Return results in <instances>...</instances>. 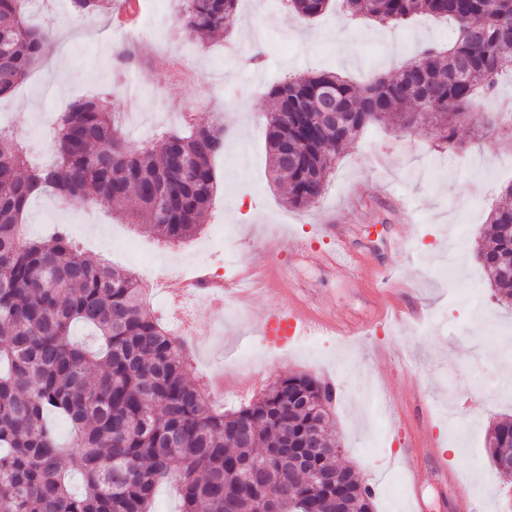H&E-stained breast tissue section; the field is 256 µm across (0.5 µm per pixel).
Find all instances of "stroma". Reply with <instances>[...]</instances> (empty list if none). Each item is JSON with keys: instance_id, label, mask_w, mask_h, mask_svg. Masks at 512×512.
Here are the masks:
<instances>
[{"instance_id": "stroma-1", "label": "stroma", "mask_w": 512, "mask_h": 512, "mask_svg": "<svg viewBox=\"0 0 512 512\" xmlns=\"http://www.w3.org/2000/svg\"><path fill=\"white\" fill-rule=\"evenodd\" d=\"M179 8L178 0H140L141 14L154 19L162 35L152 38L144 62L124 87L108 78L120 38L109 15L79 21L67 6L29 10L31 25L52 28L66 63L38 65L27 83L1 97L0 124L24 142L51 144L54 116L93 86L110 92L112 109L121 114L131 90L139 93L144 112L185 111L196 123L220 127L224 152L214 161L218 191L202 233L183 244H166L93 199L62 206L50 193L31 201L26 233L44 240L62 226L84 251L115 268L140 271L139 283L159 314L164 311L156 288L160 278L221 260L228 243L251 266L261 265L265 250L275 248L308 298L361 326V334L318 354L301 339L276 346L264 341L259 322L278 306L277 297L258 293L245 310L230 298L223 315L198 299L191 304L196 349L190 379L201 383L211 374L234 379L245 353L251 372L265 381L297 372L329 378L337 388L332 419L339 460L373 488V512H412L415 499L419 512H507L512 485L491 463L485 443L490 425L512 415V381L502 376L492 331L497 325L512 332V310L496 304L476 243L512 182V127L488 129L482 121L483 113L512 104V76L500 78L494 95L477 98L472 121L460 128L452 147L439 148L425 122L410 129L389 119L372 124L341 154L319 201L297 209L288 206L285 188L268 167L264 114L271 106L270 88L317 70L356 81L394 74L427 47L447 48L453 23L419 17L395 27L347 26L334 2L319 18L304 21L278 9L275 0H240L231 31L192 38L188 53L166 37ZM181 52L219 71V78L195 85L172 79L170 59ZM406 214L415 233L406 242H392V229ZM324 224L347 225L348 243L362 260L359 277H343L298 257V245L328 247L320 232ZM379 268L391 273L405 302L426 309L419 327L397 335L366 333L374 305L368 288ZM410 437L437 450L436 457L419 458L423 477L415 486L401 466L400 450ZM443 465L457 470L467 497L431 481Z\"/></svg>"}]
</instances>
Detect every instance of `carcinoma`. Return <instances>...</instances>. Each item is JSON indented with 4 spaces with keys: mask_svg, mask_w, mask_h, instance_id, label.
I'll return each mask as SVG.
<instances>
[{
    "mask_svg": "<svg viewBox=\"0 0 512 512\" xmlns=\"http://www.w3.org/2000/svg\"><path fill=\"white\" fill-rule=\"evenodd\" d=\"M27 0H0V97L42 59L50 33L29 26ZM350 21L384 26L419 15L455 22L446 50L424 49L397 73L364 84L335 72L288 78L270 91L265 113L274 180L288 205L322 196L336 158L387 114L408 127L430 118L436 137L453 142L470 119L478 90L512 72V0H342ZM329 0H286L295 16H321ZM238 0H182L186 34L216 36L236 22ZM336 101L345 122L321 120L316 102ZM297 163L276 164L284 146ZM224 151L217 127L188 118L134 145L123 136L105 94L73 102L55 121L54 161L31 162L12 133L0 130V512H151L158 485L172 480L182 512H258L286 495L298 512H372L374 490L350 467L338 473L331 419L335 393L311 374L275 379L261 396L232 410L211 404L205 384L187 380L192 347L149 309L132 275L80 251L66 230L28 238L32 199L51 191L63 202L92 191L107 206L135 201L127 215L166 243L201 230L217 191L214 158ZM489 216L477 255L496 302L512 308V184ZM79 324L97 337L72 338ZM70 427L61 443L47 421ZM322 422L321 449L305 448ZM492 463L512 457V416L489 429ZM80 463L84 491L72 492L64 460Z\"/></svg>",
    "mask_w": 512,
    "mask_h": 512,
    "instance_id": "obj_1",
    "label": "carcinoma"
}]
</instances>
